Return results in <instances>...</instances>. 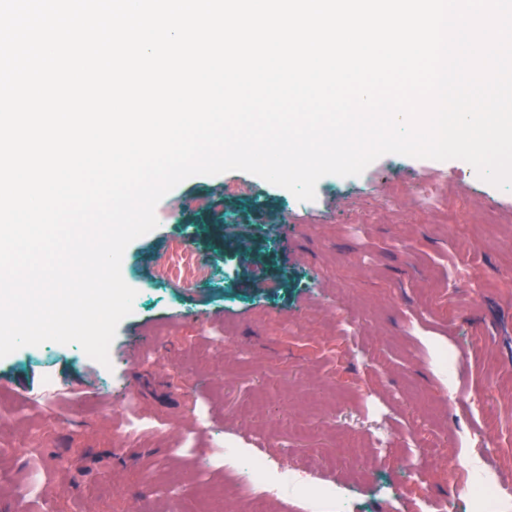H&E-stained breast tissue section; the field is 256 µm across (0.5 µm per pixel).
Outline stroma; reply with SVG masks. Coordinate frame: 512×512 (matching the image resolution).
I'll return each instance as SVG.
<instances>
[{
    "mask_svg": "<svg viewBox=\"0 0 512 512\" xmlns=\"http://www.w3.org/2000/svg\"><path fill=\"white\" fill-rule=\"evenodd\" d=\"M121 264L112 365L47 342L0 359V512H470L512 494V186L387 154L316 198L194 176ZM472 504L476 512H511L512 498L504 497L497 484L484 475L472 489Z\"/></svg>",
    "mask_w": 512,
    "mask_h": 512,
    "instance_id": "1",
    "label": "stroma"
}]
</instances>
